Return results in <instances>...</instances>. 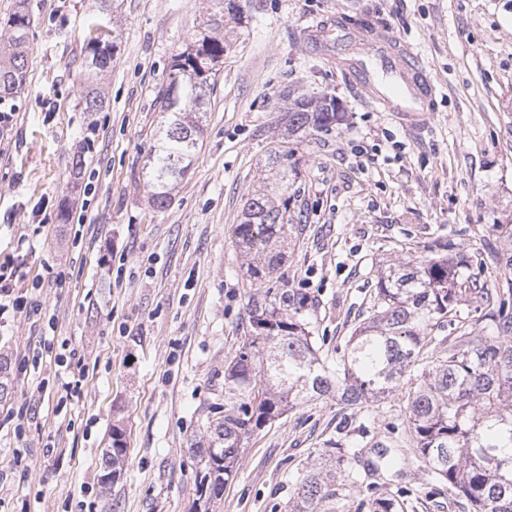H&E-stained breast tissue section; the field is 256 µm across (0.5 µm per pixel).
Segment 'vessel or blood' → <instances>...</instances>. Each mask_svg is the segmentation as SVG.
<instances>
[{
  "label": "vessel or blood",
  "mask_w": 512,
  "mask_h": 512,
  "mask_svg": "<svg viewBox=\"0 0 512 512\" xmlns=\"http://www.w3.org/2000/svg\"><path fill=\"white\" fill-rule=\"evenodd\" d=\"M336 64L381 111L394 112L408 122H417L429 111L434 84L422 67L413 47L378 29L365 33L360 53H351L356 36L345 26H337Z\"/></svg>",
  "instance_id": "1"
}]
</instances>
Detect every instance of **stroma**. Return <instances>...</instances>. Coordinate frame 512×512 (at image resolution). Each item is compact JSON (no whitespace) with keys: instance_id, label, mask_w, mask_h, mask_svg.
Returning a JSON list of instances; mask_svg holds the SVG:
<instances>
[{"instance_id":"1","label":"stroma","mask_w":512,"mask_h":512,"mask_svg":"<svg viewBox=\"0 0 512 512\" xmlns=\"http://www.w3.org/2000/svg\"><path fill=\"white\" fill-rule=\"evenodd\" d=\"M30 0L26 82L0 98L17 113L0 135V263L13 261L40 314L0 327L12 393L0 402V512H189L197 464L188 449L224 401V365L242 343L250 296L299 289L303 321L321 359L335 362L374 312L382 267L411 265L435 244L465 253L471 276L512 278L496 252L512 234V0ZM341 18L352 31L387 28L411 42L435 83V105L411 124L370 108L317 47L312 29ZM222 22L231 48L218 64L203 142L163 209L143 167L160 122L157 96L172 57ZM117 49L85 109L81 63L97 26ZM336 98L343 120L294 145L299 193L273 278L253 282L234 228L251 196L283 92ZM68 220H60L61 208ZM84 358L77 396L47 342ZM415 387L404 375L385 399L350 409L335 398L295 406L244 443L213 512H289L297 477L331 442L354 448L360 482L336 503L356 512L375 496L404 512H469L431 473L406 422ZM42 407L16 437L3 417L25 398ZM121 429L127 448L109 486L100 458ZM404 459L376 467L374 446Z\"/></svg>"}]
</instances>
